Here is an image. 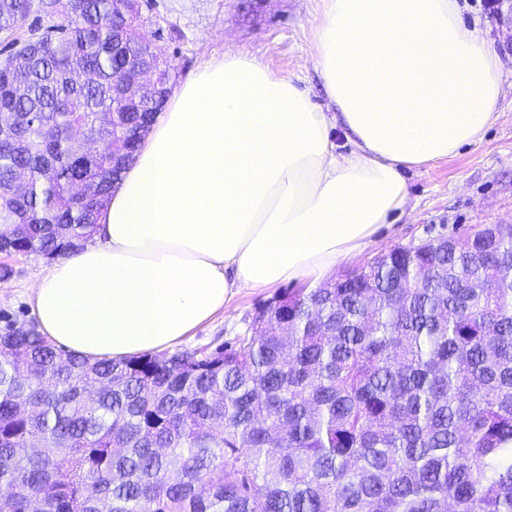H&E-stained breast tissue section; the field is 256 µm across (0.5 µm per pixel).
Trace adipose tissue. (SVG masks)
<instances>
[{
    "label": "adipose tissue",
    "mask_w": 512,
    "mask_h": 512,
    "mask_svg": "<svg viewBox=\"0 0 512 512\" xmlns=\"http://www.w3.org/2000/svg\"><path fill=\"white\" fill-rule=\"evenodd\" d=\"M311 44L323 107L248 52L176 88L93 243L31 287L43 336L93 361L157 354L233 289L318 283L406 215L405 170L502 116L500 57L458 0H320Z\"/></svg>",
    "instance_id": "ef3b65f1"
}]
</instances>
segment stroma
Segmentation results:
<instances>
[{"label": "stroma", "mask_w": 512, "mask_h": 512, "mask_svg": "<svg viewBox=\"0 0 512 512\" xmlns=\"http://www.w3.org/2000/svg\"><path fill=\"white\" fill-rule=\"evenodd\" d=\"M459 4L465 26L488 31L496 41L503 66V116L481 143L463 147L456 156L432 166L407 170L410 214L383 227L363 254L337 267V275L399 245L512 220V0H459ZM140 5V27L174 60L177 80L223 57L225 51L249 52L277 73L302 75L312 102L326 106L310 53V32L319 18L320 0H140ZM45 264L40 256L0 253V267L12 270L8 278H0V312L18 323H33L28 291ZM274 295L271 289L235 290L224 311L193 330L183 348L244 335L256 307Z\"/></svg>", "instance_id": "35a3bbf8"}]
</instances>
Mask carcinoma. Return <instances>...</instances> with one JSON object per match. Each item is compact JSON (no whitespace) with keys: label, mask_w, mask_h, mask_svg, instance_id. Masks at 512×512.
<instances>
[{"label":"carcinoma","mask_w":512,"mask_h":512,"mask_svg":"<svg viewBox=\"0 0 512 512\" xmlns=\"http://www.w3.org/2000/svg\"><path fill=\"white\" fill-rule=\"evenodd\" d=\"M58 22L0 63V219L8 256L53 260L93 238L112 151L131 163L171 92L123 104L121 79L157 58L128 0H0V31ZM124 121L90 164L71 125ZM0 506L7 512H512V224L396 246L336 286L286 288L214 348L92 362L1 315Z\"/></svg>","instance_id":"carcinoma-1"}]
</instances>
